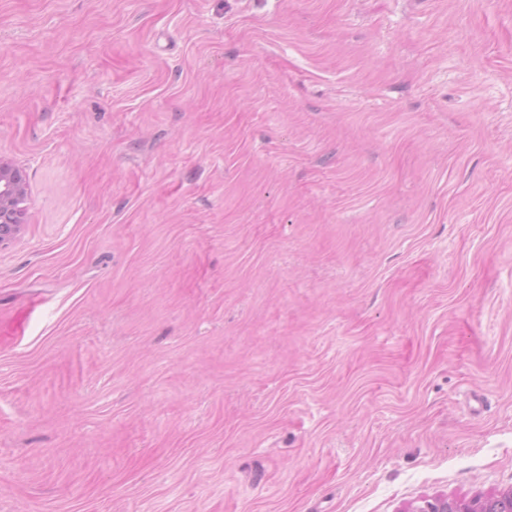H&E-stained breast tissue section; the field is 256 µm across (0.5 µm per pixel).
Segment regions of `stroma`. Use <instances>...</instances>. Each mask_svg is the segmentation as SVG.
Returning <instances> with one entry per match:
<instances>
[{
	"label": "stroma",
	"mask_w": 512,
	"mask_h": 512,
	"mask_svg": "<svg viewBox=\"0 0 512 512\" xmlns=\"http://www.w3.org/2000/svg\"><path fill=\"white\" fill-rule=\"evenodd\" d=\"M0 512L512 486V0H0ZM27 195L23 171L0 159V249L12 244L26 223Z\"/></svg>",
	"instance_id": "1"
}]
</instances>
